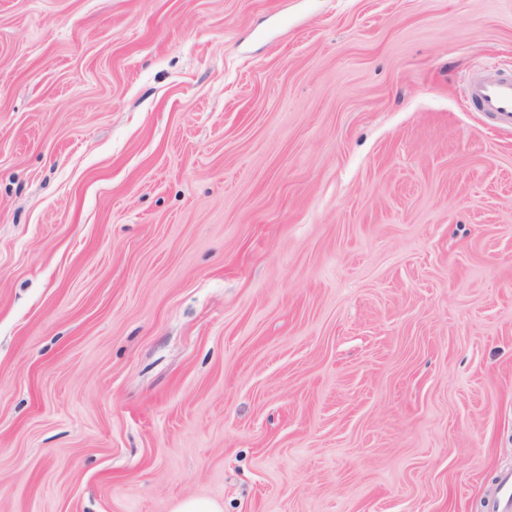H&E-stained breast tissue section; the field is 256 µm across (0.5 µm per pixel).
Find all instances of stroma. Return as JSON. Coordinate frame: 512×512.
Wrapping results in <instances>:
<instances>
[{"label": "stroma", "instance_id": "stroma-1", "mask_svg": "<svg viewBox=\"0 0 512 512\" xmlns=\"http://www.w3.org/2000/svg\"><path fill=\"white\" fill-rule=\"evenodd\" d=\"M512 0H0V512H494ZM468 93L478 112H485L500 125L512 127V76L480 72L470 80Z\"/></svg>", "mask_w": 512, "mask_h": 512}]
</instances>
